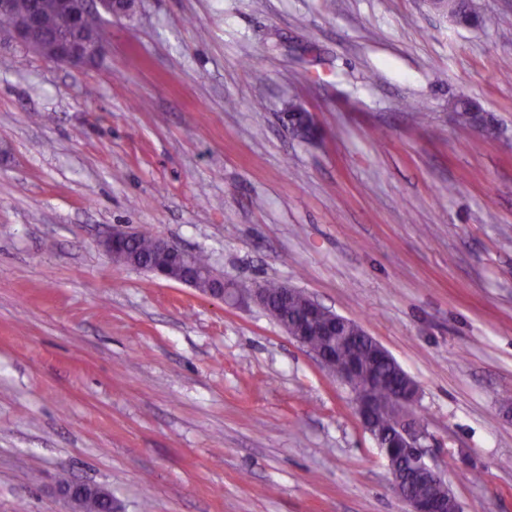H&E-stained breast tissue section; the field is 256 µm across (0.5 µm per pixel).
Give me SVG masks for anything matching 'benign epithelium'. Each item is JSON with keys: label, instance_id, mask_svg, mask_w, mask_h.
Returning a JSON list of instances; mask_svg holds the SVG:
<instances>
[{"label": "benign epithelium", "instance_id": "obj_1", "mask_svg": "<svg viewBox=\"0 0 512 512\" xmlns=\"http://www.w3.org/2000/svg\"><path fill=\"white\" fill-rule=\"evenodd\" d=\"M85 0H61L58 3L59 32L48 38L39 30V18L32 14L26 20L9 29L11 37L33 52L58 64L80 67L97 63L105 54L106 46L85 30ZM137 231L117 226L101 244L102 249L117 256L125 250L127 242ZM158 261L150 273L167 281L196 286L192 276L176 274L179 262L186 256V250L175 241L163 236L156 237ZM247 293L253 301L262 306L284 329L285 333L298 344L307 346L313 325L317 318L328 310L310 297L307 302V316L303 332L282 318L281 312L267 303L264 290L249 288ZM370 346L372 359L385 362L391 354L363 327L341 315L336 316V352L312 351V354L331 374L352 389L356 413L367 431L372 435L387 460L398 454L408 458L413 468L389 467L394 492L410 507L409 512H448V496L451 492L437 466L425 460L421 440L426 437L419 423L411 419V407L418 395V385L404 375L401 387L387 399L380 397L383 383L376 378L372 369L362 357L363 345ZM384 416L390 429L387 435L378 433L371 425L374 418Z\"/></svg>", "mask_w": 512, "mask_h": 512}]
</instances>
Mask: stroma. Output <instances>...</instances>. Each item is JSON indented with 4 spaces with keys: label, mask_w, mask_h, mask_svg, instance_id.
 <instances>
[{
    "label": "stroma",
    "mask_w": 512,
    "mask_h": 512,
    "mask_svg": "<svg viewBox=\"0 0 512 512\" xmlns=\"http://www.w3.org/2000/svg\"><path fill=\"white\" fill-rule=\"evenodd\" d=\"M477 4L136 0L84 68L0 34V512H68L63 476L115 512H407L346 386L250 298L112 262L118 224L359 323L463 512H512V0ZM446 2L448 13L452 16L457 25L478 28L486 24L483 14L471 3L466 1L448 0Z\"/></svg>",
    "instance_id": "35a3bbf8"
}]
</instances>
